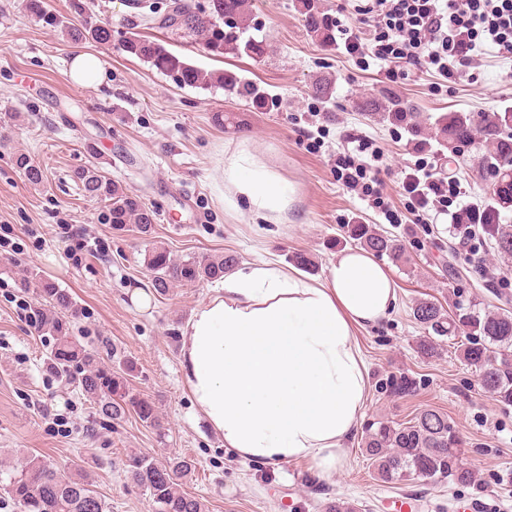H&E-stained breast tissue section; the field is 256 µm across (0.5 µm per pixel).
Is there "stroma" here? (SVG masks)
<instances>
[{"instance_id": "stroma-1", "label": "stroma", "mask_w": 512, "mask_h": 512, "mask_svg": "<svg viewBox=\"0 0 512 512\" xmlns=\"http://www.w3.org/2000/svg\"><path fill=\"white\" fill-rule=\"evenodd\" d=\"M84 2L94 21L123 33L134 16L163 12L166 0ZM247 6L259 24L254 38L269 46L260 60L216 57L199 40L152 25L139 24L136 31L205 72L230 70L254 82L278 102L264 112L218 86H177L123 52L119 41H72L28 12L23 0H0V235L22 247L15 257L0 256V475L33 454L62 472L86 474L109 512H152L147 495L126 477V460L137 453L159 462L189 460L194 469L179 489L201 498L206 512H327L339 500L354 503L358 512H386L384 502L394 496L413 500L416 512H452L459 502L470 503V512H512L505 483L512 475V405L483 392L454 339L442 338L436 355H422L418 344L426 331L413 318L419 298L447 311L460 297L512 311V288L466 259L450 215L433 208L420 217L408 209L402 172L437 158L416 150L408 133L360 109L363 99L383 90L430 116L512 106V58L487 47L478 67L445 77L416 68L392 73L381 64L365 70L339 49L315 42L295 0H247ZM80 53L102 59V80L73 81L70 62ZM319 81L330 82V98L313 95ZM221 113L227 116L222 123ZM355 138L380 148L383 189L399 223H388L337 182L333 160ZM242 140L295 186L292 223L267 224L225 203L224 151ZM21 153L43 169L41 185H30L16 167ZM90 165L157 211L151 235L113 230L106 202L83 196L72 174ZM356 220L396 236L407 260L388 265L396 309L357 334L369 389L345 463L321 478L305 461L241 460L198 415L181 367L180 329L216 286L203 282L152 293L145 254L161 244L179 257L232 254L241 266L261 259L286 266L304 252L315 262L310 276L320 277L346 246L344 225ZM63 224L86 228L105 242L106 252L73 262L59 236ZM26 269L73 294L82 315L72 334L83 345L101 352L114 347L136 363L132 386L155 403L163 431L132 414L102 419L76 388L46 371L53 340L36 331L16 303L20 296L38 302L35 293L17 287ZM138 289L149 291L148 307L134 301ZM400 374L415 379L414 393L386 391V379ZM425 409L446 413L462 433L475 484L394 485L375 477L363 448L370 425L407 423Z\"/></svg>"}]
</instances>
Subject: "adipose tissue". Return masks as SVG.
<instances>
[{
	"mask_svg": "<svg viewBox=\"0 0 512 512\" xmlns=\"http://www.w3.org/2000/svg\"><path fill=\"white\" fill-rule=\"evenodd\" d=\"M224 199L285 224L296 192L248 142L224 156ZM398 294L371 253L347 249L321 279L260 260L225 276L180 331L193 403L226 450L244 460L342 465L368 393L357 330L377 325Z\"/></svg>",
	"mask_w": 512,
	"mask_h": 512,
	"instance_id": "adipose-tissue-1",
	"label": "adipose tissue"
}]
</instances>
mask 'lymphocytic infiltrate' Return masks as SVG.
<instances>
[{"mask_svg": "<svg viewBox=\"0 0 512 512\" xmlns=\"http://www.w3.org/2000/svg\"><path fill=\"white\" fill-rule=\"evenodd\" d=\"M360 12L370 21L368 37L351 33L342 43L345 52L360 61L369 56L383 64L444 73L452 61L471 67L486 44L512 58V0H366ZM367 148L362 141L355 150L338 154L336 176L360 199L385 213L389 206L379 167L356 160ZM401 184L410 210L416 212L426 211L434 202L447 205L460 195L459 185L422 165L406 173Z\"/></svg>", "mask_w": 512, "mask_h": 512, "instance_id": "f902f5d3", "label": "lymphocytic infiltrate"}]
</instances>
